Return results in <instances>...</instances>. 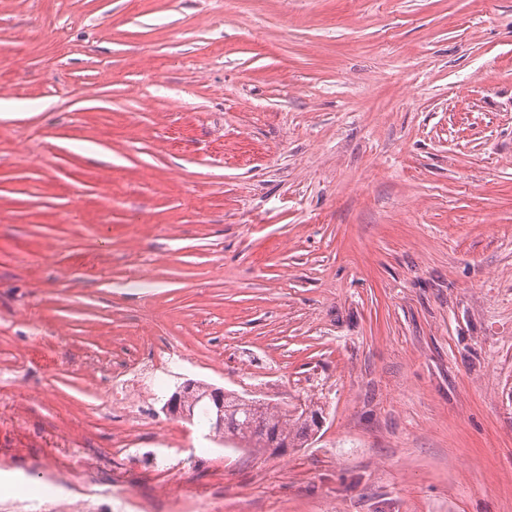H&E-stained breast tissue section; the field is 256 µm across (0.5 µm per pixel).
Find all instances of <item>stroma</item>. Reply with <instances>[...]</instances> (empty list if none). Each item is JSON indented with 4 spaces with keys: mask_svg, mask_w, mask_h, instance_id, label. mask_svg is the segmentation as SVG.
I'll list each match as a JSON object with an SVG mask.
<instances>
[{
    "mask_svg": "<svg viewBox=\"0 0 512 512\" xmlns=\"http://www.w3.org/2000/svg\"><path fill=\"white\" fill-rule=\"evenodd\" d=\"M188 379L322 423L243 453L163 412ZM94 473L98 512H512V0H0V494ZM156 348V354L153 355V360L151 361V364L148 367L141 368L136 366L129 368L128 370L124 371H128V373L121 375L112 382V390L114 389L117 394H120L122 396H128L127 400L129 408L131 409L130 411L132 412H135V409H138L141 398L140 396H138L136 400H134L130 396L132 390H128L129 385L128 383H126L129 380L122 378L132 373H136V375L142 374L143 372L144 374H154L157 371L163 370L166 367L168 359L171 355L170 348L166 345H162Z\"/></svg>",
    "mask_w": 512,
    "mask_h": 512,
    "instance_id": "1",
    "label": "stroma"
}]
</instances>
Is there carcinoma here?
Segmentation results:
<instances>
[{
	"mask_svg": "<svg viewBox=\"0 0 512 512\" xmlns=\"http://www.w3.org/2000/svg\"><path fill=\"white\" fill-rule=\"evenodd\" d=\"M210 390L209 384L193 382L185 402L188 418L192 420L195 413H200V423L208 428L209 434L233 441L236 448H301L314 427L320 424L319 410L307 404L290 411L268 402L234 395L224 399L231 412L224 416V432L219 433L215 430L209 402Z\"/></svg>",
	"mask_w": 512,
	"mask_h": 512,
	"instance_id": "cac0c4a2",
	"label": "carcinoma"
}]
</instances>
